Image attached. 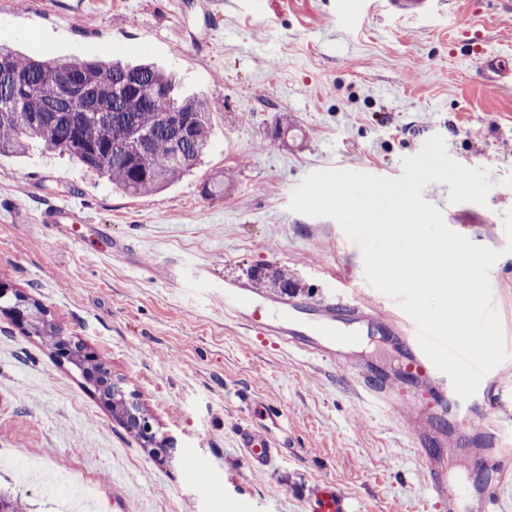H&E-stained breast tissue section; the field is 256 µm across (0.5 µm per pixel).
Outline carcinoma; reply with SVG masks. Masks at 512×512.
Instances as JSON below:
<instances>
[{"label":"carcinoma","instance_id":"carcinoma-1","mask_svg":"<svg viewBox=\"0 0 512 512\" xmlns=\"http://www.w3.org/2000/svg\"><path fill=\"white\" fill-rule=\"evenodd\" d=\"M0 60L6 71L28 77L26 87L17 88L0 75V153L22 155L38 139L133 196L159 192L200 163L210 132L203 104L181 95L173 78L154 64L33 58L7 44H0ZM69 81L83 88L74 104L66 99ZM171 108L192 126L177 148L164 123ZM136 133L140 154L126 151ZM253 279L271 293L286 295L294 288L285 270L258 271Z\"/></svg>","mask_w":512,"mask_h":512}]
</instances>
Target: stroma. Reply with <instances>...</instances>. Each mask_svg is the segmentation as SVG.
Masks as SVG:
<instances>
[{"instance_id":"1","label":"stroma","mask_w":512,"mask_h":512,"mask_svg":"<svg viewBox=\"0 0 512 512\" xmlns=\"http://www.w3.org/2000/svg\"><path fill=\"white\" fill-rule=\"evenodd\" d=\"M336 0H0V42L31 57L149 59L204 101L203 165L163 192L131 196L33 141L0 155V285L98 353L150 410L169 457H153L44 338L14 325L0 299V490L21 512H72L70 487L90 480L93 512H313L330 481L348 512H426L418 449L402 416L364 397L345 371L252 346L224 317L225 281L256 266L288 270L298 298L334 295L364 256L338 223L290 208L311 172L396 178L441 135L449 155L489 172L486 204H452L429 184L446 225L498 250L490 270L506 360L492 374L495 417L512 418V85L485 80L482 55L512 68V0H451L453 29L375 10L348 26ZM289 118L290 130L275 127ZM224 194L204 195L212 177ZM72 198L89 229L46 227L40 214ZM116 243L105 252L96 226ZM278 453L250 469L241 426Z\"/></svg>"}]
</instances>
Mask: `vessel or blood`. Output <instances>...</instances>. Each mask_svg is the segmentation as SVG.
<instances>
[{
    "instance_id": "vessel-or-blood-1",
    "label": "vessel or blood",
    "mask_w": 512,
    "mask_h": 512,
    "mask_svg": "<svg viewBox=\"0 0 512 512\" xmlns=\"http://www.w3.org/2000/svg\"><path fill=\"white\" fill-rule=\"evenodd\" d=\"M382 4L389 15L421 22L445 16L443 0H382ZM78 214V207L60 203L45 208L40 219L48 224H70L77 232L81 229ZM222 294L225 316L241 325L253 344L284 346L332 365L339 363L344 351L360 345L364 336L389 326L402 339L404 352L399 370L409 385L408 398L392 399L389 384L371 370L360 371L358 384L390 411L409 408L419 417L412 435L420 450V467L436 512H489V505L500 502L504 491L512 487V448L503 445L512 423L489 422L485 395L474 394L459 404L449 400L448 395L454 390L450 377L438 370L422 350L416 323L398 319L397 300L391 298L368 306L346 291L330 301H300L258 296L235 282L225 283ZM461 413L468 417V430L445 439L434 427V420ZM481 442L489 443L491 450L482 460L486 482L475 495L468 485L450 483L448 459L471 455L475 444ZM237 446L254 470L265 469L276 452L266 435L248 427L240 428ZM312 500L314 512L347 509L345 495L332 484L317 487Z\"/></svg>"
}]
</instances>
